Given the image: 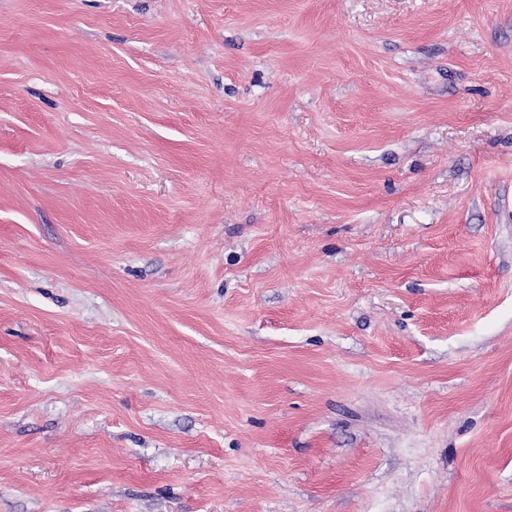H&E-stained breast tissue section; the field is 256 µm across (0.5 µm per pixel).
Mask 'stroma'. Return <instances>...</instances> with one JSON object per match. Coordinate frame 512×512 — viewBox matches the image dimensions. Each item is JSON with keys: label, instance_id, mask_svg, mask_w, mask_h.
Segmentation results:
<instances>
[{"label": "stroma", "instance_id": "obj_1", "mask_svg": "<svg viewBox=\"0 0 512 512\" xmlns=\"http://www.w3.org/2000/svg\"><path fill=\"white\" fill-rule=\"evenodd\" d=\"M0 512H512V0H0Z\"/></svg>", "mask_w": 512, "mask_h": 512}]
</instances>
